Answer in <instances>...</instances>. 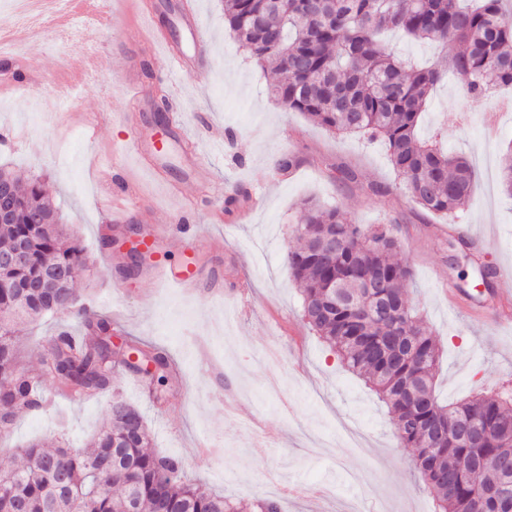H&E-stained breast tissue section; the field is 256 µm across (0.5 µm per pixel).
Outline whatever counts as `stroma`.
Wrapping results in <instances>:
<instances>
[{"mask_svg":"<svg viewBox=\"0 0 512 512\" xmlns=\"http://www.w3.org/2000/svg\"><path fill=\"white\" fill-rule=\"evenodd\" d=\"M197 4L211 64L167 87L159 84L169 67L164 52L142 53L133 39L146 25L135 0H102L93 52L46 23L25 62L41 83L25 93L0 90V167L44 180L94 270L75 282L80 300L112 318L121 338L163 350L174 362L161 402L121 368L115 388L143 413L154 449L181 457L193 483L237 503L276 496L283 512H435V496L411 451L399 447L386 407L304 319L285 256L297 245L309 198L343 208L355 223L392 226L398 258L414 274L408 300L443 347L439 399L512 393V324L494 323L501 294L477 304L472 268L448 262L453 230L462 225L485 262L512 265V197L500 181L512 154V92L473 102L451 76L427 107L420 134L436 136L476 171L454 223L411 200L382 142L331 133L280 106L269 92L273 69H260L225 29L224 0ZM132 62L152 71L142 80L145 94L167 95L181 112L198 154L195 180H186L173 137L166 139L165 180L139 165L132 139L163 130L146 111L135 128L117 123L134 103V90L117 80ZM284 155L294 158L286 171L276 165ZM119 183L131 225L165 228L185 204L190 223L222 241L218 256L207 245L186 250L157 239L153 260L173 269L193 263L198 288L165 285L146 263L125 272L129 258L113 243L123 227L110 222ZM171 183L178 194L168 191ZM451 284L464 288L456 308L445 294ZM64 330L85 336L67 315L21 324L22 364L37 372L50 339ZM37 388L44 406L0 435V468L34 440L86 447L112 406L113 393L74 401L46 378ZM203 437L209 452L192 455Z\"/></svg>","mask_w":512,"mask_h":512,"instance_id":"stroma-1","label":"stroma"}]
</instances>
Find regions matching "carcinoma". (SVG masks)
I'll use <instances>...</instances> for the list:
<instances>
[{"label": "carcinoma", "instance_id": "carcinoma-1", "mask_svg": "<svg viewBox=\"0 0 512 512\" xmlns=\"http://www.w3.org/2000/svg\"><path fill=\"white\" fill-rule=\"evenodd\" d=\"M224 26L260 65L280 75L270 88L283 107L306 114L336 134L381 139L393 170L412 200L453 218L463 211L474 172L468 161L418 137L417 127L434 87L448 70L468 97L486 100L512 87V0H224ZM399 32L416 42L456 45L454 54L421 66L381 35ZM14 185L16 222L0 224V251L20 239L29 259L0 266V403L8 423L39 406L35 376L19 362V319L59 314L81 319L94 336L87 343L61 332L51 340L41 374L74 399L114 389L115 369L151 380L161 396L171 374L162 352L127 343V357L112 360V319L78 303L74 288L45 278L50 269L86 263L67 242L66 225L37 179ZM298 248L287 252L288 272L302 293L307 323L343 364L363 377L387 405L395 436L411 450L436 512H512V394H480L441 404L434 378L441 350L407 298L411 267L395 259L399 244L385 224L365 228L338 207L302 203ZM461 258L481 283L492 269L475 244L457 240ZM119 417L89 447L46 448L30 442L23 462L0 474V512H280L277 500L249 506L215 496L183 475L179 458L150 450L141 413L120 397Z\"/></svg>", "mask_w": 512, "mask_h": 512}]
</instances>
